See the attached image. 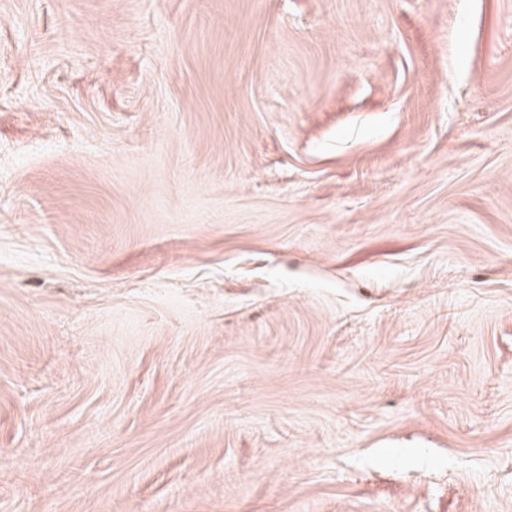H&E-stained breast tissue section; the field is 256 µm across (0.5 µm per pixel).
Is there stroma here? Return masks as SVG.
Returning <instances> with one entry per match:
<instances>
[{
	"label": "stroma",
	"mask_w": 512,
	"mask_h": 512,
	"mask_svg": "<svg viewBox=\"0 0 512 512\" xmlns=\"http://www.w3.org/2000/svg\"><path fill=\"white\" fill-rule=\"evenodd\" d=\"M0 512H512V0H0Z\"/></svg>",
	"instance_id": "stroma-1"
}]
</instances>
